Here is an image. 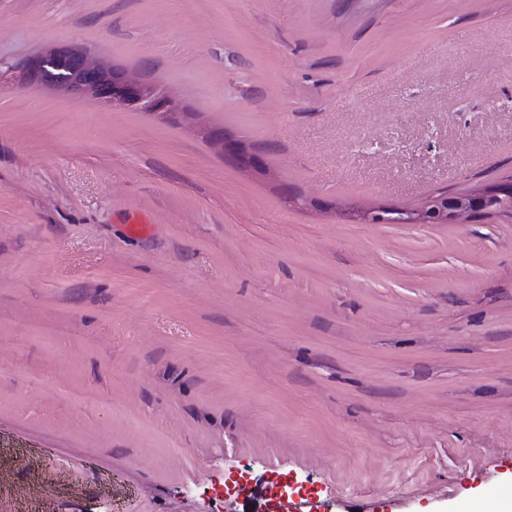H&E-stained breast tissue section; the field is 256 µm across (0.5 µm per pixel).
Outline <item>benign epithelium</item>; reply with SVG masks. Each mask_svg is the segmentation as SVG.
<instances>
[{
  "label": "benign epithelium",
  "mask_w": 512,
  "mask_h": 512,
  "mask_svg": "<svg viewBox=\"0 0 512 512\" xmlns=\"http://www.w3.org/2000/svg\"><path fill=\"white\" fill-rule=\"evenodd\" d=\"M30 80L48 77L65 92L91 95L105 108L140 105L152 110L157 119L180 116L170 111L171 100L155 97L153 88L125 70L105 67L88 52L73 46H60L41 55L31 66ZM512 205V182L490 184L461 196H431L418 210L407 214L408 224H464L475 209L498 211Z\"/></svg>",
  "instance_id": "7a95c632"
}]
</instances>
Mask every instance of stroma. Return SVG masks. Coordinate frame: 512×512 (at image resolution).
Segmentation results:
<instances>
[{
	"label": "stroma",
	"mask_w": 512,
	"mask_h": 512,
	"mask_svg": "<svg viewBox=\"0 0 512 512\" xmlns=\"http://www.w3.org/2000/svg\"><path fill=\"white\" fill-rule=\"evenodd\" d=\"M59 43L187 120L24 84ZM510 175L512 0H0V512L502 491L512 216L348 208Z\"/></svg>",
	"instance_id": "stroma-1"
}]
</instances>
